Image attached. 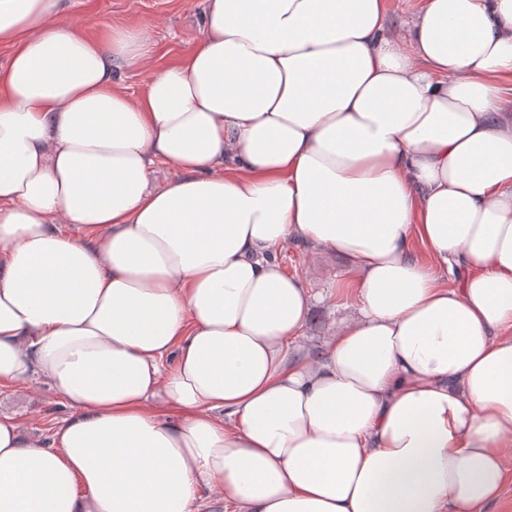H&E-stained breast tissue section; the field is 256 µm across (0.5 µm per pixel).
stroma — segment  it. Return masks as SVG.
<instances>
[{
    "label": "stroma",
    "mask_w": 512,
    "mask_h": 512,
    "mask_svg": "<svg viewBox=\"0 0 512 512\" xmlns=\"http://www.w3.org/2000/svg\"><path fill=\"white\" fill-rule=\"evenodd\" d=\"M206 0H73L65 15L68 22L92 38L105 37L114 28L143 33L153 47L152 62L142 68H124L119 81L131 95L143 93L151 77L177 64L202 38L201 19ZM286 273L301 276L320 293L308 332L319 335L335 322L344 307L353 306L355 294L343 260L332 252L314 253L303 244L280 254ZM0 408L17 415L35 435H48L69 410L44 382L0 387Z\"/></svg>",
    "instance_id": "1"
}]
</instances>
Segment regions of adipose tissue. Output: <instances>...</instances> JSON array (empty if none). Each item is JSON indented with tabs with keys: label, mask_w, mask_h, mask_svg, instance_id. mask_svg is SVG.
Instances as JSON below:
<instances>
[{
	"label": "adipose tissue",
	"mask_w": 512,
	"mask_h": 512,
	"mask_svg": "<svg viewBox=\"0 0 512 512\" xmlns=\"http://www.w3.org/2000/svg\"><path fill=\"white\" fill-rule=\"evenodd\" d=\"M0 0V512H492L512 474V0H207L151 50ZM172 177L153 183L157 165ZM420 242L430 256L412 254ZM345 259L353 312L278 254ZM389 20L393 24H403L412 18L419 7L417 0H386ZM0 404L39 437L48 435L53 425L70 412L58 394L42 381L1 386Z\"/></svg>",
	"instance_id": "ef3b65f1"
}]
</instances>
